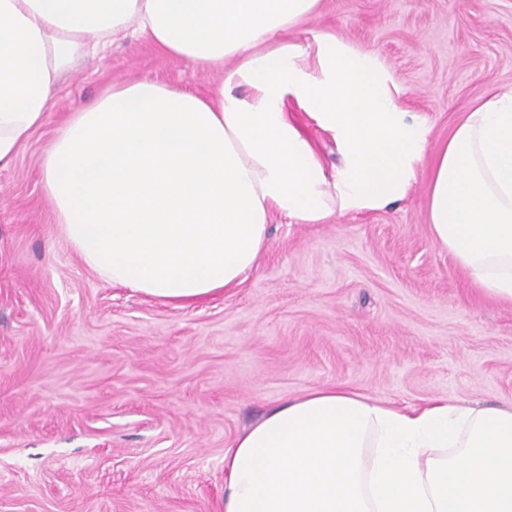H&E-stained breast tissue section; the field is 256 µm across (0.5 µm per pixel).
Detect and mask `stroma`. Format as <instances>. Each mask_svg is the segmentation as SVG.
I'll use <instances>...</instances> for the list:
<instances>
[{"mask_svg": "<svg viewBox=\"0 0 512 512\" xmlns=\"http://www.w3.org/2000/svg\"><path fill=\"white\" fill-rule=\"evenodd\" d=\"M324 33L379 54L434 147L512 87V0H322L287 38ZM142 77L204 97L221 82L144 38L87 53L0 169V512H221L226 444L312 388L512 407V303L479 295L433 243L422 179L384 210L275 219L243 283L192 307L88 268L40 158L71 112Z\"/></svg>", "mask_w": 512, "mask_h": 512, "instance_id": "35a3bbf8", "label": "stroma"}]
</instances>
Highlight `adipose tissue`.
Instances as JSON below:
<instances>
[{
  "mask_svg": "<svg viewBox=\"0 0 512 512\" xmlns=\"http://www.w3.org/2000/svg\"><path fill=\"white\" fill-rule=\"evenodd\" d=\"M322 0H0V168L41 126L87 47L134 34L219 68L202 97L116 82L72 113L41 167L62 236L112 284L185 307L239 285L275 217L382 210L427 177L426 222L476 291L512 302V88L431 127L372 50L282 41ZM246 94H237V87ZM295 101L335 142L329 170ZM223 512H512V410L396 406L328 386L278 404L224 449Z\"/></svg>",
  "mask_w": 512,
  "mask_h": 512,
  "instance_id": "1",
  "label": "adipose tissue"
}]
</instances>
